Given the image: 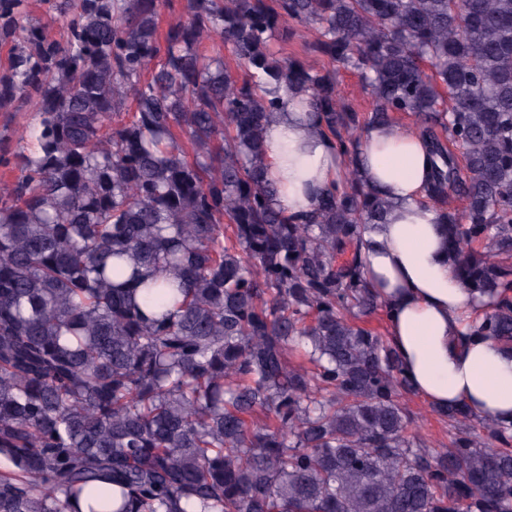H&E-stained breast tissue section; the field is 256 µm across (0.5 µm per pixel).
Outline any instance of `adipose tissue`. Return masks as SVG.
<instances>
[{
	"label": "adipose tissue",
	"instance_id": "adipose-tissue-1",
	"mask_svg": "<svg viewBox=\"0 0 512 512\" xmlns=\"http://www.w3.org/2000/svg\"><path fill=\"white\" fill-rule=\"evenodd\" d=\"M267 175L289 216L308 212L320 190L344 168L334 143L308 125L298 96H281L279 115L265 132ZM358 174L391 201L384 224L367 234L364 273L387 306L386 333L413 390L432 408L464 405L512 421V349L468 336L483 307L448 261L442 217L425 202L430 157L414 129L368 126Z\"/></svg>",
	"mask_w": 512,
	"mask_h": 512
}]
</instances>
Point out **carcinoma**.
<instances>
[{"instance_id":"carcinoma-1","label":"carcinoma","mask_w":512,"mask_h":512,"mask_svg":"<svg viewBox=\"0 0 512 512\" xmlns=\"http://www.w3.org/2000/svg\"><path fill=\"white\" fill-rule=\"evenodd\" d=\"M45 2L0 0V112L36 116L0 136V512H512L511 423L451 406L436 453L408 432L361 326L391 203L354 168L364 127L415 117L449 261L492 300L469 334L512 348V0H184L163 35L174 0ZM298 26L369 112L276 55ZM269 84L348 170L298 218Z\"/></svg>"}]
</instances>
